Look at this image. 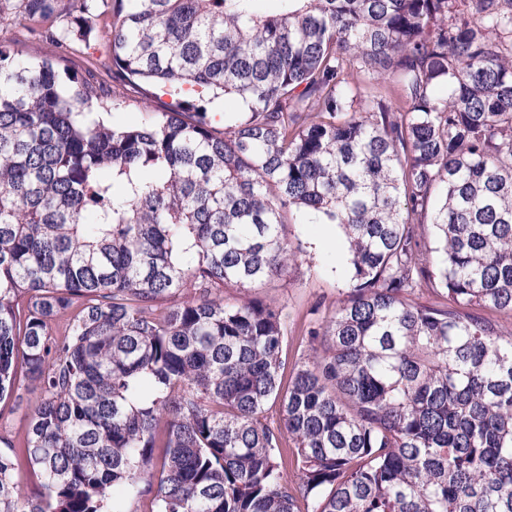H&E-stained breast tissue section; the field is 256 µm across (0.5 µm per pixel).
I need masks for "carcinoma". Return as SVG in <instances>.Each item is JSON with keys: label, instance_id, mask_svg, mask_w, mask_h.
<instances>
[{"label": "carcinoma", "instance_id": "cac0c4a2", "mask_svg": "<svg viewBox=\"0 0 512 512\" xmlns=\"http://www.w3.org/2000/svg\"><path fill=\"white\" fill-rule=\"evenodd\" d=\"M254 2L0 0V512H512V0ZM296 214L353 288L290 369L224 289ZM155 92L159 96H161L162 101L170 103L171 98L168 95L162 96L163 93H160L158 89L151 88L146 85H142V87H132L128 86L127 90L124 91V96L126 103L123 104V108L121 112H124L125 116L128 118H139L140 120L147 117L145 112H148L143 107V99L147 92Z\"/></svg>", "mask_w": 512, "mask_h": 512}]
</instances>
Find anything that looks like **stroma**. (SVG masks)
<instances>
[{"label":"stroma","mask_w":512,"mask_h":512,"mask_svg":"<svg viewBox=\"0 0 512 512\" xmlns=\"http://www.w3.org/2000/svg\"><path fill=\"white\" fill-rule=\"evenodd\" d=\"M338 230L332 224H289L286 234L301 250L297 266L289 268L267 287L226 289L236 299L258 297L282 305L288 315L285 352L289 363L304 360L308 347L306 330L315 320L333 316L347 299L351 282L341 244L335 243Z\"/></svg>","instance_id":"stroma-1"}]
</instances>
